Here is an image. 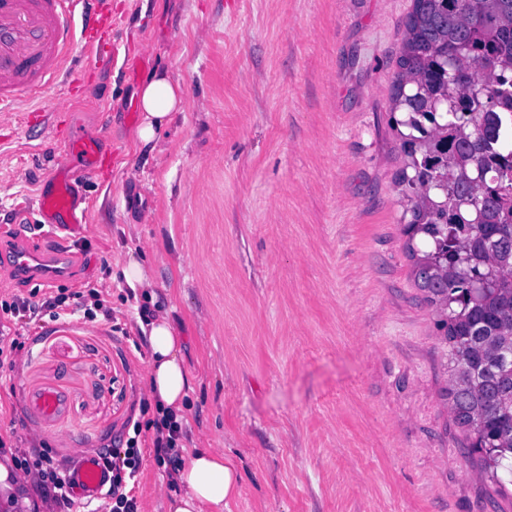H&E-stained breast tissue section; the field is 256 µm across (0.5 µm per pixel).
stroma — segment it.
Wrapping results in <instances>:
<instances>
[{"mask_svg":"<svg viewBox=\"0 0 512 512\" xmlns=\"http://www.w3.org/2000/svg\"><path fill=\"white\" fill-rule=\"evenodd\" d=\"M412 0H112L120 48L75 96L45 90L46 124L0 115V226L61 158L59 130L106 133L104 176L79 175L77 281L43 287L0 264V325L23 342L0 373V439L67 469L136 438L138 512H166L147 305L151 275L194 386L181 455L221 448L243 471L231 512H512L449 411L441 314L415 278L398 184L392 77ZM186 106L139 151L135 91L155 69ZM102 293L94 319L77 293ZM64 297L70 315L53 320ZM56 391L53 419L23 393ZM123 274L131 288H147L151 286L148 271L142 262L131 252L128 253V258L123 268Z\"/></svg>","mask_w":512,"mask_h":512,"instance_id":"obj_1","label":"stroma"}]
</instances>
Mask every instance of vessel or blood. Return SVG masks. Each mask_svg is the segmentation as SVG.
Masks as SVG:
<instances>
[{
    "mask_svg": "<svg viewBox=\"0 0 512 512\" xmlns=\"http://www.w3.org/2000/svg\"><path fill=\"white\" fill-rule=\"evenodd\" d=\"M114 54L107 0H0V112H23L28 120L40 121L46 88L59 84L73 93L82 78L111 65ZM62 140L67 161L42 179L36 200L41 241L9 255L8 269L19 279L31 277L33 263L45 256H72V242L84 218L73 167L96 175L112 164L105 136L89 138L69 130ZM24 406L49 418L59 411L61 400L54 391L44 390L27 396ZM68 479L77 499L99 497L107 483L101 457L80 458Z\"/></svg>",
    "mask_w": 512,
    "mask_h": 512,
    "instance_id": "vessel-or-blood-1",
    "label": "vessel or blood"
}]
</instances>
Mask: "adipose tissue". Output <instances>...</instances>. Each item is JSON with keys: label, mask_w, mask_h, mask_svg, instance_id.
<instances>
[{"label": "adipose tissue", "mask_w": 512, "mask_h": 512, "mask_svg": "<svg viewBox=\"0 0 512 512\" xmlns=\"http://www.w3.org/2000/svg\"><path fill=\"white\" fill-rule=\"evenodd\" d=\"M140 122L135 142L143 149H155L160 130L173 114L183 111L186 94L180 82L158 69L139 86ZM150 353L147 391L157 407L181 413L192 379L183 367L182 337L167 315H159L142 325ZM175 479L181 493L172 496L168 512H228L241 494L242 476L237 463L220 448L194 451ZM29 477H14L10 461L0 462V512H32Z\"/></svg>", "instance_id": "1"}]
</instances>
